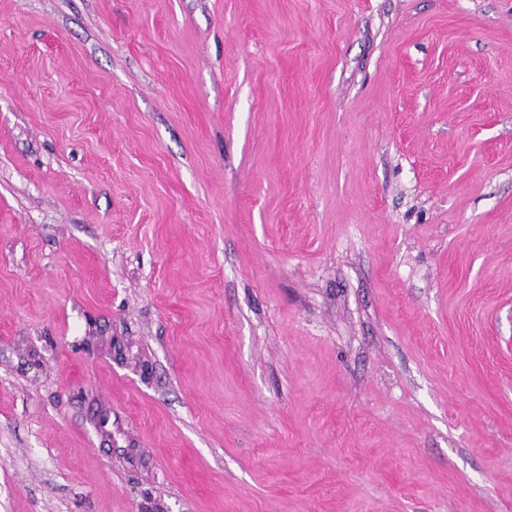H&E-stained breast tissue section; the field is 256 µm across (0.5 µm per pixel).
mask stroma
<instances>
[{
  "instance_id": "1",
  "label": "stroma",
  "mask_w": 512,
  "mask_h": 512,
  "mask_svg": "<svg viewBox=\"0 0 512 512\" xmlns=\"http://www.w3.org/2000/svg\"><path fill=\"white\" fill-rule=\"evenodd\" d=\"M0 512H512V0H0Z\"/></svg>"
}]
</instances>
